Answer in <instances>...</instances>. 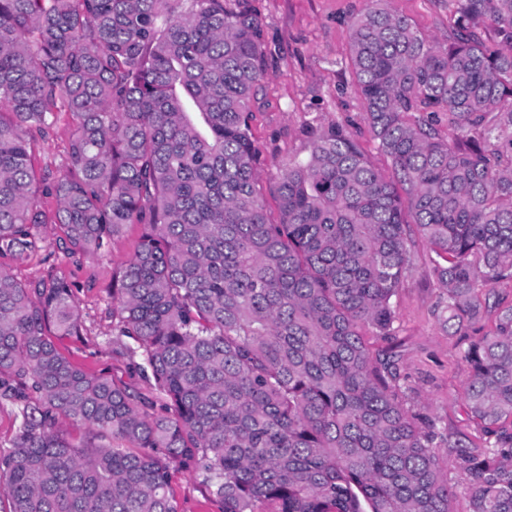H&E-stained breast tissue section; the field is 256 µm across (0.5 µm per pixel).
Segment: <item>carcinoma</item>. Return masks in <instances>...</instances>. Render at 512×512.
Here are the masks:
<instances>
[{"label":"carcinoma","mask_w":512,"mask_h":512,"mask_svg":"<svg viewBox=\"0 0 512 512\" xmlns=\"http://www.w3.org/2000/svg\"><path fill=\"white\" fill-rule=\"evenodd\" d=\"M448 40L390 0L351 22L357 85L391 178L342 129L258 188L249 102L266 76L245 0H0V256L47 223L31 142L72 116L50 186L64 245L95 255L129 224L112 317L167 414L62 356L72 285L0 267V387L22 402L0 456L10 512H179L171 468L224 512H451L434 433L400 401L392 299L423 243L448 334L512 281V0H456ZM470 512H512V305L469 341ZM60 415L88 426L74 443Z\"/></svg>","instance_id":"carcinoma-1"}]
</instances>
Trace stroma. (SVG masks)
<instances>
[{
	"mask_svg": "<svg viewBox=\"0 0 512 512\" xmlns=\"http://www.w3.org/2000/svg\"><path fill=\"white\" fill-rule=\"evenodd\" d=\"M264 24L268 68L249 103L251 132L257 148L260 188L270 221L279 212L270 190V178L294 157L309 151L310 133L338 125L346 129L382 174L391 165L377 148L370 131L364 100L355 81L349 24L364 12L369 0H248ZM392 5L410 19L424 35L446 40L453 21V0H392ZM72 130L68 114L57 122L34 148L38 185L52 183L63 171ZM40 249L23 260L9 258L0 265L25 284L47 275L65 277L83 314L79 335L57 336V349L74 365L101 373L149 398L154 412H163L166 400L157 394L139 358L116 348L118 330L112 316V275L134 254L141 234L138 225L126 226L104 253L68 255L59 247V225H39ZM429 250L423 244L411 249V267L394 305L395 333L388 337L367 336L371 349L393 347L399 356L398 371L407 408L430 417L436 424L440 465L455 491L453 512H469V478L458 461L459 447L480 451L481 435L467 415L465 392L469 367L462 357L466 339L490 332L494 315L456 335L439 326L436 312L446 301L434 273ZM180 512H223L199 473L173 468Z\"/></svg>",
	"mask_w": 512,
	"mask_h": 512,
	"instance_id": "stroma-1",
	"label": "stroma"
}]
</instances>
